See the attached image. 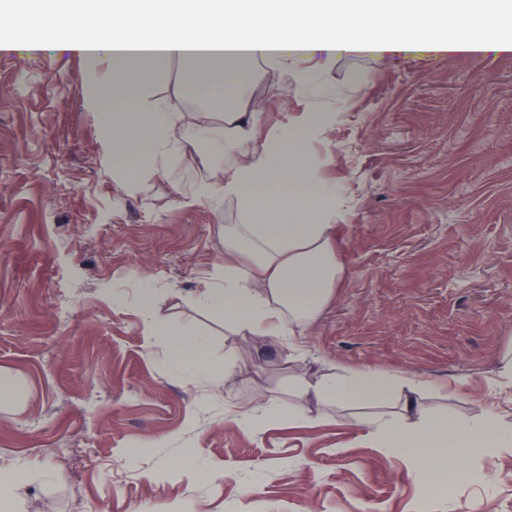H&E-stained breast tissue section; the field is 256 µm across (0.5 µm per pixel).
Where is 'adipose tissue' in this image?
Instances as JSON below:
<instances>
[{"label": "adipose tissue", "instance_id": "obj_1", "mask_svg": "<svg viewBox=\"0 0 512 512\" xmlns=\"http://www.w3.org/2000/svg\"><path fill=\"white\" fill-rule=\"evenodd\" d=\"M485 0H34L12 11V27H34L52 12L69 30L66 51L79 53L106 74L88 102L104 134L117 190L132 192L154 179H199L174 205L234 200L240 223L221 225L224 257L194 291L195 304L224 319V333L253 343L302 336L335 298L345 277L335 185L313 182L305 149L316 134L314 113L277 129L264 113L246 109L240 90L255 64L291 77L295 92L314 95L318 72L338 58L368 54L423 55L493 49L470 27L443 39L428 37L436 22L461 11L483 14ZM346 32H332L340 19ZM411 28H403V21ZM272 27L274 38L242 40L244 32ZM178 64L219 101V111H175L151 81ZM195 130L204 148L186 139ZM144 275L138 307L147 333L167 340L171 363L209 381L232 373L235 363L210 358L192 326L170 328ZM299 398L322 408L372 405L357 417L359 436L382 453L398 452L451 473L482 453L493 461L512 456V425L494 411L467 420L448 409L430 412L428 388L387 370H339L295 377Z\"/></svg>", "mask_w": 512, "mask_h": 512}]
</instances>
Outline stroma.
<instances>
[{"instance_id":"35a3bbf8","label":"stroma","mask_w":512,"mask_h":512,"mask_svg":"<svg viewBox=\"0 0 512 512\" xmlns=\"http://www.w3.org/2000/svg\"><path fill=\"white\" fill-rule=\"evenodd\" d=\"M0 0V465L42 467L18 512H512V457L472 458L426 496L428 470L367 447L348 421L274 419L253 431L239 405L290 407L287 345L231 342L189 300L219 263L233 202L172 205L194 183L121 195L86 102L102 78L58 52L62 23L17 31ZM257 65L246 86L272 124L334 114L308 151L336 182L345 278L302 342L313 369H387L435 386L427 402L512 423V51L338 59L319 98ZM151 274L173 327L194 325L240 370L212 383L168 363L145 333Z\"/></svg>"}]
</instances>
